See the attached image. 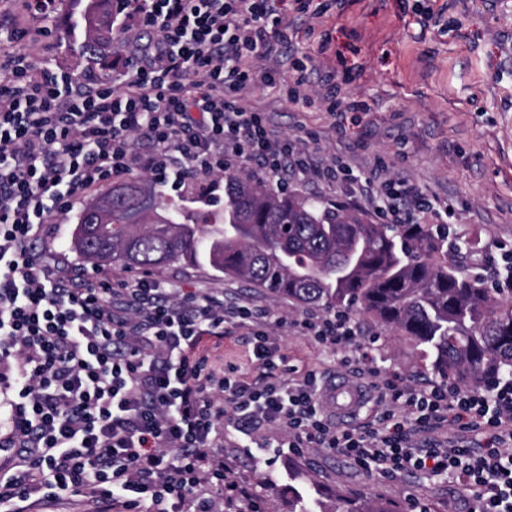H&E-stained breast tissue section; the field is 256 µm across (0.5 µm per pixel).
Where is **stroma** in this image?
Here are the masks:
<instances>
[{
  "mask_svg": "<svg viewBox=\"0 0 512 512\" xmlns=\"http://www.w3.org/2000/svg\"><path fill=\"white\" fill-rule=\"evenodd\" d=\"M280 8L295 31L270 61L280 82L243 92V102L266 112L276 133L314 161L334 157L345 165L336 183L309 175L290 180V188L361 210L378 224L377 203L362 185L383 165V178L412 184L434 209L447 210L450 227L477 234L478 248L458 256L464 269L500 264L501 248L512 250V0H281ZM80 32L78 13L59 0L23 39L0 35V47L78 77L91 67L75 50ZM332 84L360 109L331 108L325 94ZM153 275L172 293L204 288L223 294L225 303L283 318L284 326L270 332L288 357V377L342 368L344 350L286 327L321 316V309L295 310L202 266L173 263ZM354 323L356 345L374 348L383 370L412 388L436 385L405 342L371 320L358 316ZM282 440L247 421L214 451L232 479L253 488L260 512H290L294 495L307 489L329 508L340 498L367 496L403 512H472L463 486L448 475L378 478L342 454L292 452Z\"/></svg>",
  "mask_w": 512,
  "mask_h": 512,
  "instance_id": "35a3bbf8",
  "label": "stroma"
}]
</instances>
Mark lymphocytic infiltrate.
I'll list each match as a JSON object with an SVG mask.
<instances>
[{
  "label": "lymphocytic infiltrate",
  "instance_id": "obj_1",
  "mask_svg": "<svg viewBox=\"0 0 512 512\" xmlns=\"http://www.w3.org/2000/svg\"><path fill=\"white\" fill-rule=\"evenodd\" d=\"M274 2L140 0L116 88L0 52V512H29L58 489L88 512H174L189 498L194 512H212L226 495L251 500L212 455L240 412L281 431L287 447L339 453L383 478L445 472L477 512H512V380L408 390L362 349L344 365L377 389L382 409L344 426L323 408L321 373L278 376L286 356L248 307L225 310L199 289L172 300L146 277L75 275L31 250L51 212L134 168L160 172L173 192L244 162L283 184L338 181L341 164L316 165L236 98L277 82L265 61L292 36ZM134 133L152 152L135 151ZM379 188L389 223H416L427 207L406 182ZM228 319L248 326L260 380L225 364ZM293 327L340 349L356 336L343 312Z\"/></svg>",
  "mask_w": 512,
  "mask_h": 512
}]
</instances>
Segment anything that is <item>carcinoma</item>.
Masks as SVG:
<instances>
[{
  "instance_id": "carcinoma-1",
  "label": "carcinoma",
  "mask_w": 512,
  "mask_h": 512,
  "mask_svg": "<svg viewBox=\"0 0 512 512\" xmlns=\"http://www.w3.org/2000/svg\"><path fill=\"white\" fill-rule=\"evenodd\" d=\"M83 22L79 54L104 60L114 48L98 0H70ZM100 195L72 232L87 262L149 271L171 263L214 272L283 296L300 308L356 312L408 341L443 382L481 389L512 378V297L485 286L448 251V229L373 224L285 192L254 174L224 173V200L196 211L168 201L154 177L112 182V213L95 223ZM299 512H388L362 499L330 511L301 499Z\"/></svg>"
}]
</instances>
